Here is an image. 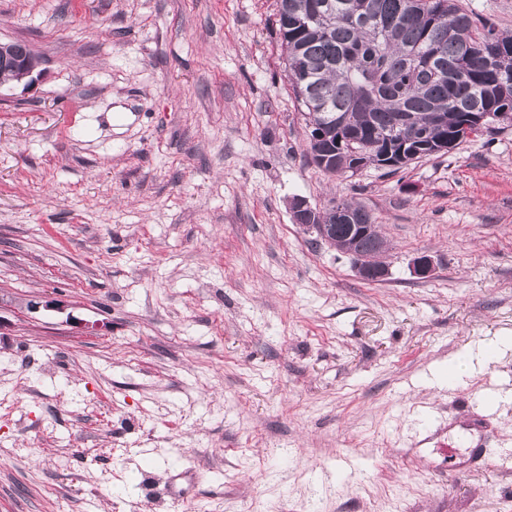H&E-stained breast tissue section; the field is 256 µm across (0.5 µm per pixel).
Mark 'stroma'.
I'll return each instance as SVG.
<instances>
[{
    "instance_id": "35a3bbf8",
    "label": "stroma",
    "mask_w": 512,
    "mask_h": 512,
    "mask_svg": "<svg viewBox=\"0 0 512 512\" xmlns=\"http://www.w3.org/2000/svg\"><path fill=\"white\" fill-rule=\"evenodd\" d=\"M277 12L0 0V512H512V126L326 173ZM34 54H24L16 49V42H0V83L6 81H22L29 77L36 66V62L32 60ZM4 74L9 77L3 81ZM334 199L335 198H333L330 203ZM337 200L336 198V201ZM340 200L342 201L341 204L336 205V201H334L331 206L328 207L329 212L334 214L336 212V222H334V224H331L329 220L325 218L323 211L314 209L302 198H295L291 203L293 220L295 224H299L306 230L316 233L321 242L326 244L335 242L336 230V248L346 249L348 251L352 250L358 256L363 257L357 261L356 271L358 275L368 281L384 280L389 273V268L385 262L373 266L364 259L375 258L377 250L381 257L388 251L387 240L381 234L379 225L375 224V220L371 214L361 206L345 199ZM340 205H343L341 209H344V213L346 214L351 212V210L347 209H352L350 221L345 220V216L340 213ZM338 224L346 225L349 236L355 234L359 238L353 236L352 239H348L344 226ZM369 234H373L376 237L377 249L372 237L367 236Z\"/></svg>"
}]
</instances>
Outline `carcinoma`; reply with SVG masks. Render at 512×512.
Listing matches in <instances>:
<instances>
[{
  "mask_svg": "<svg viewBox=\"0 0 512 512\" xmlns=\"http://www.w3.org/2000/svg\"><path fill=\"white\" fill-rule=\"evenodd\" d=\"M278 34L289 80L303 112L325 127L315 146L336 168L367 162L383 168L381 152L403 123L424 134L420 151L453 143L474 130L467 114L512 113V33L466 13L455 0H280ZM380 150L356 156L339 142L336 113ZM444 112L448 128L429 126ZM336 248L376 257L372 237L349 239L344 224H373L364 208L342 200Z\"/></svg>",
  "mask_w": 512,
  "mask_h": 512,
  "instance_id": "carcinoma-1",
  "label": "carcinoma"
}]
</instances>
